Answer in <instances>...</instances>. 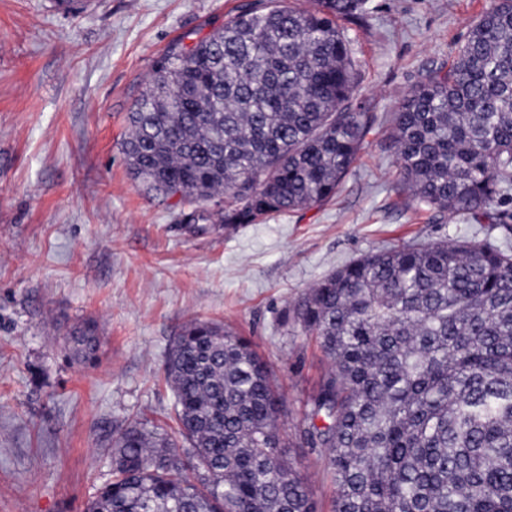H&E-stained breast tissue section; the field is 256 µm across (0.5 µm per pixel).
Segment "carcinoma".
<instances>
[{
    "instance_id": "obj_1",
    "label": "carcinoma",
    "mask_w": 512,
    "mask_h": 512,
    "mask_svg": "<svg viewBox=\"0 0 512 512\" xmlns=\"http://www.w3.org/2000/svg\"><path fill=\"white\" fill-rule=\"evenodd\" d=\"M369 13V0H253L172 43L129 115L130 174L202 207L204 224L329 201L369 132L343 26ZM391 140L414 209L512 231V0H490L448 64L403 97ZM295 314L330 360L303 433L324 449L331 512H512L511 251L451 240L373 252ZM68 348L94 358L95 326ZM165 380L177 430L118 426L112 480L86 512H317L249 340L192 321Z\"/></svg>"
}]
</instances>
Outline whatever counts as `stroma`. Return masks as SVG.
Returning a JSON list of instances; mask_svg holds the SVG:
<instances>
[{"label":"stroma","instance_id":"35a3bbf8","mask_svg":"<svg viewBox=\"0 0 512 512\" xmlns=\"http://www.w3.org/2000/svg\"><path fill=\"white\" fill-rule=\"evenodd\" d=\"M242 0H0V512H84L112 476V437L174 431L164 381L192 320L251 341L283 399L287 454L319 512L336 486L301 437L329 362L294 318L320 279L373 251L451 238L512 250V234L405 206L392 114L447 62L489 0H371L350 23L371 116L358 159L323 205L225 231L187 227L176 199L130 174L128 115L177 37L208 34ZM94 323L96 362L67 334Z\"/></svg>","mask_w":512,"mask_h":512}]
</instances>
